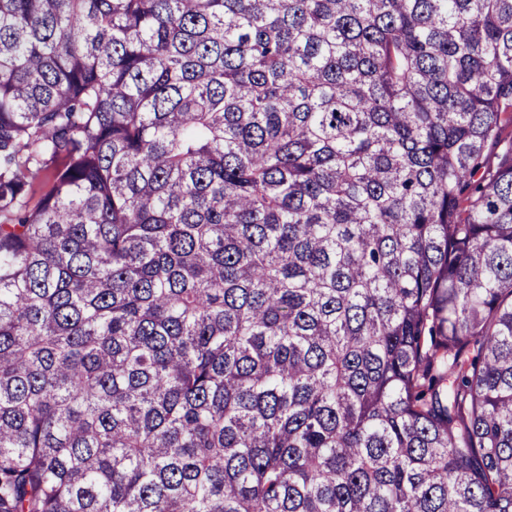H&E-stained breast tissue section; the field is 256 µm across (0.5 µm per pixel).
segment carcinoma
I'll return each instance as SVG.
<instances>
[{"label":"carcinoma","mask_w":512,"mask_h":512,"mask_svg":"<svg viewBox=\"0 0 512 512\" xmlns=\"http://www.w3.org/2000/svg\"><path fill=\"white\" fill-rule=\"evenodd\" d=\"M512 0H0V512H512Z\"/></svg>","instance_id":"obj_1"}]
</instances>
